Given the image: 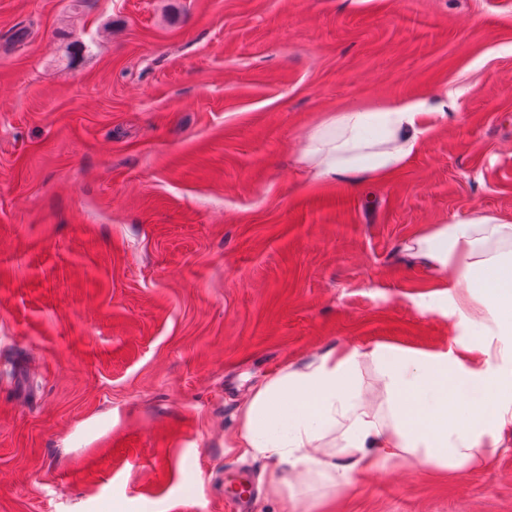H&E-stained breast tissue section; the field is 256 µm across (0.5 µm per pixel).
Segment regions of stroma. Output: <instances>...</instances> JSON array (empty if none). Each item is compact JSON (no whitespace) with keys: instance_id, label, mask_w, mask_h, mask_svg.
I'll list each match as a JSON object with an SVG mask.
<instances>
[{"instance_id":"1","label":"stroma","mask_w":512,"mask_h":512,"mask_svg":"<svg viewBox=\"0 0 512 512\" xmlns=\"http://www.w3.org/2000/svg\"><path fill=\"white\" fill-rule=\"evenodd\" d=\"M391 99L448 119L383 181L299 185L313 127ZM483 213L512 224V0H0V512H232L251 387L470 338L402 245ZM306 509L512 512V429Z\"/></svg>"}]
</instances>
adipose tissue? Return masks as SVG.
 Listing matches in <instances>:
<instances>
[{
	"label": "adipose tissue",
	"instance_id": "obj_1",
	"mask_svg": "<svg viewBox=\"0 0 512 512\" xmlns=\"http://www.w3.org/2000/svg\"><path fill=\"white\" fill-rule=\"evenodd\" d=\"M447 118L413 99L336 111L306 137L303 182L387 178ZM488 242L512 245V224L483 214L404 246L444 287L462 289L456 310L479 329L465 355L333 348L251 390L227 445L268 463L272 496L295 507L312 483L343 487L396 460L433 472L486 465L512 427V368L491 364L512 358V248L488 251Z\"/></svg>",
	"mask_w": 512,
	"mask_h": 512
}]
</instances>
